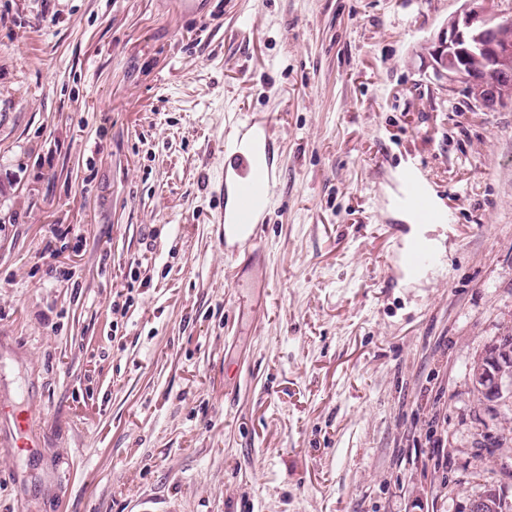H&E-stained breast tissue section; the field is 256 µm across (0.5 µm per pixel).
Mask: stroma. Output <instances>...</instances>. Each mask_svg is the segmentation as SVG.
Here are the masks:
<instances>
[{
    "label": "stroma",
    "mask_w": 512,
    "mask_h": 512,
    "mask_svg": "<svg viewBox=\"0 0 512 512\" xmlns=\"http://www.w3.org/2000/svg\"><path fill=\"white\" fill-rule=\"evenodd\" d=\"M457 0H0V512H464L512 501V107L417 54ZM269 115L262 260L227 255L225 121ZM449 220L415 279L391 204ZM396 206L418 224H444L447 215L436 206L434 189L425 180L420 167L409 163L398 175ZM508 337H512L509 336ZM489 346L472 368V385L486 400L499 399L512 392V338ZM31 414L22 410L14 401L5 403L0 399V420L8 419L12 427L14 448H31L28 439ZM502 493L494 485H487L485 489L470 501L468 512H494L495 502L498 503Z\"/></svg>",
    "instance_id": "1"
}]
</instances>
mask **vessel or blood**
<instances>
[{
  "label": "vessel or blood",
  "mask_w": 512,
  "mask_h": 512,
  "mask_svg": "<svg viewBox=\"0 0 512 512\" xmlns=\"http://www.w3.org/2000/svg\"><path fill=\"white\" fill-rule=\"evenodd\" d=\"M239 132L224 142V193L227 204L220 218L225 249L257 244L265 216L275 197L273 180L274 138L270 120L235 117ZM397 207L420 224H443L447 215L438 209L434 190L418 165L408 164L398 175ZM439 255L425 241L402 248V272L414 276L438 261ZM9 420L15 447H29L31 415L17 403L0 400V420Z\"/></svg>",
  "instance_id": "obj_1"
}]
</instances>
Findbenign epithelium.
I'll return each instance as SVG.
<instances>
[{
	"instance_id": "1",
	"label": "benign epithelium",
	"mask_w": 512,
	"mask_h": 512,
	"mask_svg": "<svg viewBox=\"0 0 512 512\" xmlns=\"http://www.w3.org/2000/svg\"><path fill=\"white\" fill-rule=\"evenodd\" d=\"M436 37L422 44L423 71L451 98L473 111L497 112L512 106V16L498 0H460ZM474 389L486 400L512 392V341L489 346L475 362ZM501 497L494 485L470 501L468 512H492Z\"/></svg>"
}]
</instances>
